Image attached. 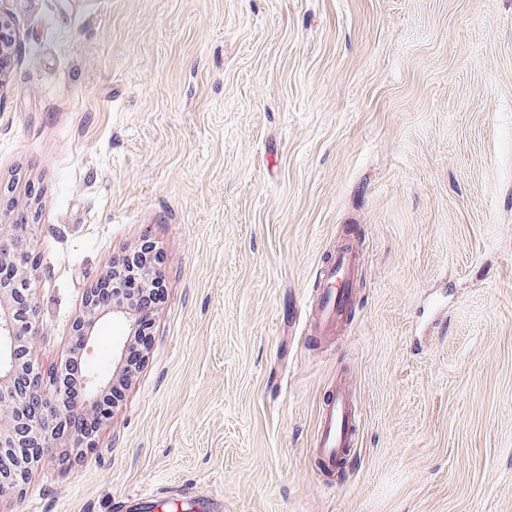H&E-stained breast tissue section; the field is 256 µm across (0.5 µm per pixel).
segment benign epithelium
I'll return each mask as SVG.
<instances>
[{
    "mask_svg": "<svg viewBox=\"0 0 512 512\" xmlns=\"http://www.w3.org/2000/svg\"><path fill=\"white\" fill-rule=\"evenodd\" d=\"M17 34L12 22L0 14V83L9 73ZM35 215L27 210L11 214L0 223V269L9 265L10 274H0V448L95 447L77 440L66 429L68 419L66 377L69 362H64L50 383H44L32 359L33 340L40 326V304L36 298V265L21 260L31 248ZM103 274L131 276L144 288L152 286L145 253L138 251L125 258L124 265L107 263ZM134 298L119 289L108 303L98 301L94 291L87 293L83 314L77 319L76 343L90 351L100 326L109 320L134 322ZM111 380L84 374L85 402L93 403L109 388ZM30 463L22 459L0 469V499L15 494L26 478Z\"/></svg>",
    "mask_w": 512,
    "mask_h": 512,
    "instance_id": "7a95c632",
    "label": "benign epithelium"
}]
</instances>
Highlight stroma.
Here are the masks:
<instances>
[{
  "mask_svg": "<svg viewBox=\"0 0 512 512\" xmlns=\"http://www.w3.org/2000/svg\"><path fill=\"white\" fill-rule=\"evenodd\" d=\"M0 209L29 207L50 377L105 264L165 297L93 452L0 512H512V0H0ZM363 273L316 335L317 271ZM106 322L87 361L119 377ZM359 419L321 471L337 379ZM16 41L17 34L12 22L8 17L0 14V85L9 73ZM144 256V251H138L132 256L129 255V257L125 258L124 265L122 266H117L111 260L105 266L101 276L110 274L114 277L118 271L119 277L131 276L138 278L144 287L143 290H147V288L152 286L153 278L151 277L150 269Z\"/></svg>",
  "mask_w": 512,
  "mask_h": 512,
  "instance_id": "stroma-1",
  "label": "stroma"
}]
</instances>
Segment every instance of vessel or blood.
Instances as JSON below:
<instances>
[{
  "label": "vessel or blood",
  "mask_w": 512,
  "mask_h": 512,
  "mask_svg": "<svg viewBox=\"0 0 512 512\" xmlns=\"http://www.w3.org/2000/svg\"><path fill=\"white\" fill-rule=\"evenodd\" d=\"M362 258L353 241L341 244L333 260L321 271L316 330L326 335L351 306L354 281ZM356 410L349 384L337 382L323 404L317 429L316 448L323 470L340 469L354 445Z\"/></svg>",
  "instance_id": "vessel-or-blood-1"
}]
</instances>
